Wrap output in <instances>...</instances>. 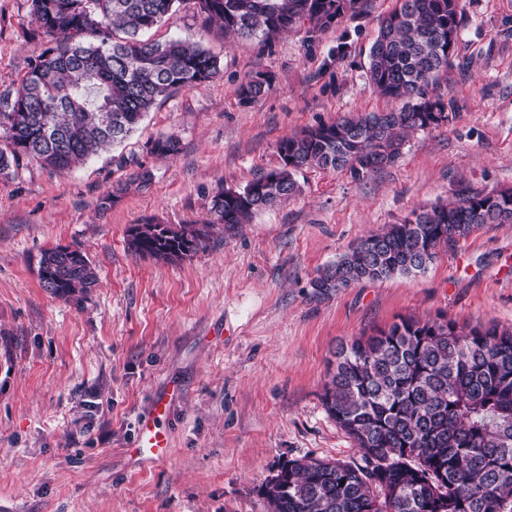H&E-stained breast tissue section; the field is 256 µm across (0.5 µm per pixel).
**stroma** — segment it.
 <instances>
[{
  "label": "stroma",
  "mask_w": 512,
  "mask_h": 512,
  "mask_svg": "<svg viewBox=\"0 0 512 512\" xmlns=\"http://www.w3.org/2000/svg\"><path fill=\"white\" fill-rule=\"evenodd\" d=\"M396 5L362 0L325 30L265 43L201 27L186 0L146 37L202 43L220 60L216 79L158 100L124 143L70 172L31 162L0 176V512H267L258 488L285 460H361L322 403L339 344L402 317L512 327V224L473 232L415 275L326 296L310 286L414 208L512 188V0H460L441 86L456 117L412 134L393 166L360 178L303 170L299 195L233 231L214 226L179 263L127 246L130 225L206 219L219 187L279 166L283 138L392 109L366 66ZM31 27L28 0H0V91L45 47ZM258 71L269 87L241 103ZM170 134L180 153H152ZM59 243L99 270L84 301L39 284L40 252ZM160 398L170 448L153 461L133 452L136 421Z\"/></svg>",
  "instance_id": "35a3bbf8"
}]
</instances>
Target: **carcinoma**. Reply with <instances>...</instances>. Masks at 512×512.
<instances>
[{"instance_id":"obj_1","label":"carcinoma","mask_w":512,"mask_h":512,"mask_svg":"<svg viewBox=\"0 0 512 512\" xmlns=\"http://www.w3.org/2000/svg\"><path fill=\"white\" fill-rule=\"evenodd\" d=\"M181 2L30 0L31 36L43 34L50 45L14 90L0 93V174L25 161L67 173L122 142L158 100L215 79L219 61L200 44L144 39ZM193 2L205 25L263 40L305 21L323 31L359 4ZM461 22L458 0H401L380 22L368 54L370 81L397 108L282 139L280 166L241 189H219L202 223L131 225V251L166 263L191 258L213 226L231 231L299 193L294 175L305 168L360 177L393 165L410 133L456 118L440 88ZM266 85L257 73L239 86V97L254 101ZM153 151L175 155L180 140L162 137ZM492 224H512V189L461 190L358 240L310 286L327 294L424 271L441 251ZM38 277L44 290L66 300H82L98 285L97 268L79 246L43 250ZM322 401L362 463L285 461L258 489L267 512H512V329L402 318L338 348Z\"/></svg>"}]
</instances>
